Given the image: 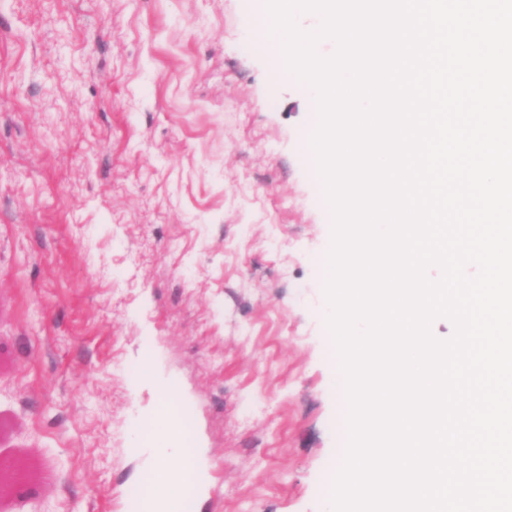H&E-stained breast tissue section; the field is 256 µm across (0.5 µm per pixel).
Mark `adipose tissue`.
Segmentation results:
<instances>
[{
	"label": "adipose tissue",
	"instance_id": "obj_1",
	"mask_svg": "<svg viewBox=\"0 0 512 512\" xmlns=\"http://www.w3.org/2000/svg\"><path fill=\"white\" fill-rule=\"evenodd\" d=\"M156 390L160 405L152 434V462L145 475L149 492L143 512H178L179 499L187 489L204 491L208 473L199 462L201 445L186 444L177 420L175 408L182 401L178 389L173 383L163 381L157 384Z\"/></svg>",
	"mask_w": 512,
	"mask_h": 512
}]
</instances>
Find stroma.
<instances>
[{"label":"stroma","mask_w":512,"mask_h":512,"mask_svg":"<svg viewBox=\"0 0 512 512\" xmlns=\"http://www.w3.org/2000/svg\"><path fill=\"white\" fill-rule=\"evenodd\" d=\"M254 0H0V512H135L174 380L184 512H320L348 439L308 84Z\"/></svg>","instance_id":"35a3bbf8"}]
</instances>
